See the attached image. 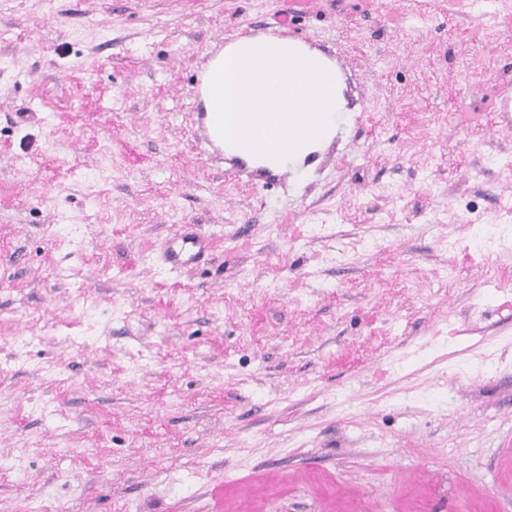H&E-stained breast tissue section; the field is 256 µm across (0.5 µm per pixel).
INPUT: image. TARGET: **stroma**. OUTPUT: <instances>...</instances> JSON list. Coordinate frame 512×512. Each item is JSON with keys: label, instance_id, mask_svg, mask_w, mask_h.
Segmentation results:
<instances>
[{"label": "stroma", "instance_id": "1", "mask_svg": "<svg viewBox=\"0 0 512 512\" xmlns=\"http://www.w3.org/2000/svg\"><path fill=\"white\" fill-rule=\"evenodd\" d=\"M287 12L0 0V512H512V27ZM257 33L345 98L267 186L190 93ZM182 226L217 243L172 270ZM214 119L215 112H200L203 140L211 149L224 156V141L216 132Z\"/></svg>", "mask_w": 512, "mask_h": 512}]
</instances>
